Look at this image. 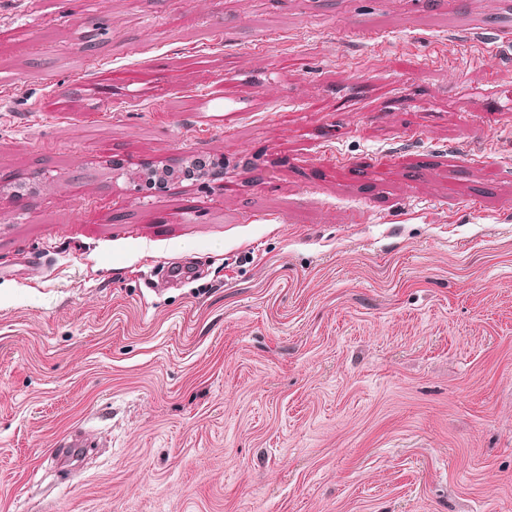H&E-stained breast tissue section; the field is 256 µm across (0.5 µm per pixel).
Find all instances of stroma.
Segmentation results:
<instances>
[{"mask_svg": "<svg viewBox=\"0 0 512 512\" xmlns=\"http://www.w3.org/2000/svg\"><path fill=\"white\" fill-rule=\"evenodd\" d=\"M0 512H512V0H0Z\"/></svg>", "mask_w": 512, "mask_h": 512, "instance_id": "stroma-1", "label": "stroma"}]
</instances>
